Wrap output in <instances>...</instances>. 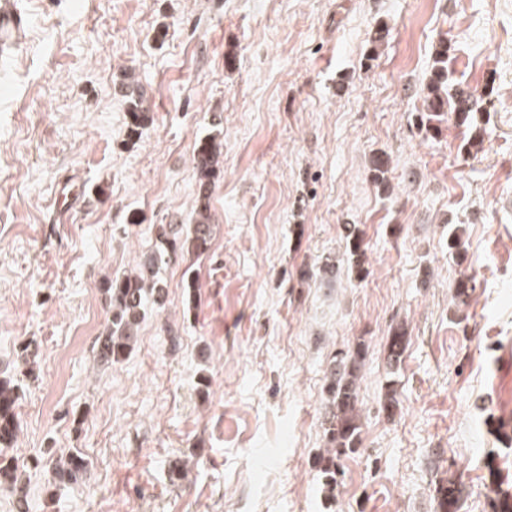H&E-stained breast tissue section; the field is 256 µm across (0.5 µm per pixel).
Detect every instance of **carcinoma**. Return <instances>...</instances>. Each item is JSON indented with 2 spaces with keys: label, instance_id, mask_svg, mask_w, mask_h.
<instances>
[{
  "label": "carcinoma",
  "instance_id": "carcinoma-1",
  "mask_svg": "<svg viewBox=\"0 0 512 512\" xmlns=\"http://www.w3.org/2000/svg\"><path fill=\"white\" fill-rule=\"evenodd\" d=\"M448 41L438 43L434 53V67L426 86V109L420 113L417 127L429 135L438 131L441 118L453 110L461 124L471 122V114L483 111L482 102L494 91V82L485 84L480 95L462 98L452 92L448 83ZM129 136L150 121L149 113L141 104L131 101L129 106ZM196 172L197 206L192 222L182 228L176 224L157 225L159 245L147 254L137 270L105 281L103 292L109 300V332L100 341L99 357L113 363L126 359L135 337L134 328L145 317L146 301L163 298L164 284L161 270L188 257L209 253L213 234L210 199L216 185L224 177V145L220 134H207L195 143L193 156ZM346 252L353 260L358 275L366 273L365 251L356 231L349 228L345 235ZM184 314L197 309L199 284L193 265L182 272ZM408 330L403 323L391 326L386 341V360L390 369L399 367L408 344ZM366 346L362 342L332 356L328 363L323 386V450L314 457V466L320 473L326 496L336 499L340 483L341 457L357 450L360 445L362 415L359 389L365 365ZM20 395L17 386L0 378V484L8 486L15 497L17 508L26 510L27 491L18 480L16 460L1 452L15 441L20 429L18 415ZM381 410L393 416L399 410L395 381L389 380L380 402ZM89 463L77 450L60 458L54 465V477L59 483H69L87 475ZM464 483L461 478L450 479L439 485L436 512H461L464 503Z\"/></svg>",
  "mask_w": 512,
  "mask_h": 512
}]
</instances>
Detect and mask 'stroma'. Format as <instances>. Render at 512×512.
<instances>
[{
    "label": "stroma",
    "mask_w": 512,
    "mask_h": 512,
    "mask_svg": "<svg viewBox=\"0 0 512 512\" xmlns=\"http://www.w3.org/2000/svg\"><path fill=\"white\" fill-rule=\"evenodd\" d=\"M18 5L31 25L0 63V375L23 390L11 453L27 512H434L453 475L462 512H490L487 462L512 478V433L496 429L512 424V0ZM442 39L453 86L496 92L473 126L451 116L426 139L415 118ZM134 97L151 120L132 137ZM216 130L224 177L196 314L182 315L181 266L164 268L165 301L130 356L100 362L101 285L152 250L155 225L188 223L195 143ZM475 131L483 144L466 152ZM72 189L82 203L55 223ZM350 226L362 280L344 257ZM330 260L335 277L301 279ZM398 322L410 342L393 374ZM360 340L361 444L330 511L311 464L323 377ZM72 448L90 479L53 484L51 458ZM346 241V252L353 260L354 268L359 276H363L366 273L364 268L365 264V251L362 246V241L357 235L355 229L348 228L345 235ZM408 340V330L404 323H396L391 326L385 348L387 364L391 370L399 367L403 354L406 350Z\"/></svg>",
    "instance_id": "obj_1"
}]
</instances>
